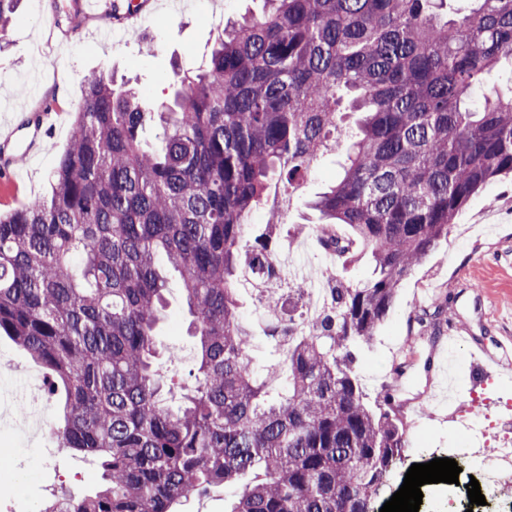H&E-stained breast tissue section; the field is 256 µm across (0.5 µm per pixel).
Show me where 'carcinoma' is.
<instances>
[{
  "label": "carcinoma",
  "instance_id": "1",
  "mask_svg": "<svg viewBox=\"0 0 512 512\" xmlns=\"http://www.w3.org/2000/svg\"><path fill=\"white\" fill-rule=\"evenodd\" d=\"M18 2L0 0V42ZM267 2L179 76L165 112L88 76L50 196L0 215V333L63 389L58 447L103 469L76 512H173L246 474L228 512H367L407 440L391 390L366 398L359 350L468 199L512 174V92L489 82L512 64V0L445 21L447 0ZM149 125L159 150L142 144ZM329 154L341 175L308 207L352 235L320 245L372 273L336 278L299 336L305 285L265 297L288 353L264 368L237 282L277 269L251 214ZM161 253L199 340L175 409L154 363Z\"/></svg>",
  "mask_w": 512,
  "mask_h": 512
}]
</instances>
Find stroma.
Listing matches in <instances>:
<instances>
[{"label": "stroma", "mask_w": 512, "mask_h": 512, "mask_svg": "<svg viewBox=\"0 0 512 512\" xmlns=\"http://www.w3.org/2000/svg\"><path fill=\"white\" fill-rule=\"evenodd\" d=\"M72 0H20L0 45V125L20 112L55 108L60 118L47 149L30 173L12 181L0 179V212L21 207L51 191L52 172L66 151L72 123L81 103L85 77L94 72L112 76L140 89L144 104L160 109L171 102L176 71L202 65L227 20L259 15L264 0H143L139 15H117L113 37L105 42L97 32L102 20L79 12L74 26L62 21ZM138 38H131L130 30ZM340 173L333 160L322 161L297 192L291 209L283 212V229L272 245L275 257H291L306 272L330 268L337 276L360 282L370 275L367 261L345 264L323 251L314 233L319 223L307 201L335 182ZM169 291L157 327L156 365L175 386L191 385L197 362V338L176 272H168ZM251 274L237 285L242 319L253 336L251 357L261 365L275 363L274 342L267 332L274 320L267 315L251 286ZM446 302L461 328L458 344L447 337L432 342L420 338L417 314ZM512 177L489 182L457 214L446 238L413 269L398 291L393 310L377 328L360 356L362 387L369 399L385 388L397 392V415L409 445L390 473L382 493L370 508L380 512L399 490L412 464L429 462L459 445L462 436L448 426V403L427 401L447 389L466 402L471 391L485 400L512 399ZM0 449L11 458L0 471V512H38L57 493L70 492L75 479L95 488L100 475L82 454L54 442L24 436L14 421L0 418Z\"/></svg>", "instance_id": "35a3bbf8"}]
</instances>
